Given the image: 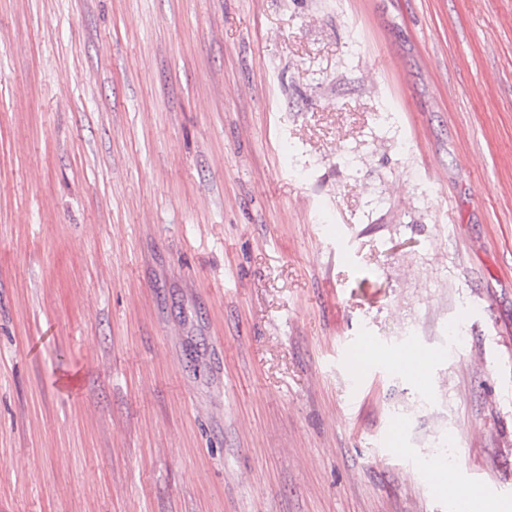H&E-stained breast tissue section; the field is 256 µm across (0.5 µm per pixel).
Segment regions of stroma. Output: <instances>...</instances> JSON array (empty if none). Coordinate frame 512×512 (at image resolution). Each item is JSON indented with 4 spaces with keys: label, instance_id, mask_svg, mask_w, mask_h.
<instances>
[{
    "label": "stroma",
    "instance_id": "obj_1",
    "mask_svg": "<svg viewBox=\"0 0 512 512\" xmlns=\"http://www.w3.org/2000/svg\"><path fill=\"white\" fill-rule=\"evenodd\" d=\"M448 445L512 502V0H0V512H466ZM448 471L456 473L455 470L449 469L445 464L428 465L426 468L431 482L435 483V486L441 493L447 494L453 498L463 497L465 493L462 490V484L458 476L448 478Z\"/></svg>",
    "mask_w": 512,
    "mask_h": 512
}]
</instances>
